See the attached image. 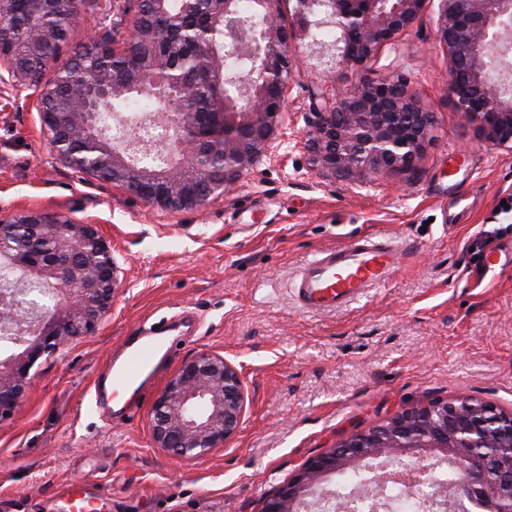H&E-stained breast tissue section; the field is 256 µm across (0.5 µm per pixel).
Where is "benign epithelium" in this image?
<instances>
[{
  "label": "benign epithelium",
  "mask_w": 512,
  "mask_h": 512,
  "mask_svg": "<svg viewBox=\"0 0 512 512\" xmlns=\"http://www.w3.org/2000/svg\"><path fill=\"white\" fill-rule=\"evenodd\" d=\"M119 14L132 15V28L120 43L87 37L68 61L71 78L47 80L55 55L73 34L50 20L73 16L79 0H25L29 37L19 48L11 38L18 28L16 0H0V82L37 92L41 127L55 155L97 181L122 186L161 211L199 210L214 195L234 186L276 148L286 111L288 79L294 56V27L282 19L281 0H257L258 28L241 32L234 24V0H210L208 28L224 32V44L247 50L254 68L248 79L226 75L214 40L195 43L213 89L212 112H185L181 96L194 85L193 74L172 72L167 57L153 51L162 39L156 19L167 0H117ZM298 24L310 27L315 8H327L343 33L341 61L363 71L359 80L332 96L317 112L304 146L323 175L348 178L405 170L417 165L434 124L404 79L364 73L378 49L412 27L426 0H297ZM439 36L451 68L450 95L475 123L482 140L512 150V0H441ZM170 90L167 110L156 119L175 118L164 169L136 166L128 147L103 136L96 115L132 86L159 95L158 78ZM224 154V168L204 170L207 154ZM31 240L25 249L1 247L16 225ZM49 238L53 250L39 249ZM0 262L54 288L51 308L33 314L18 305L16 294L0 290V320L19 326L14 347L0 355V422L20 410L32 382L31 368L43 356L93 333L120 287L112 251L91 224H74L48 210H27L0 220ZM246 408L241 373L224 356L200 350L185 360L158 394L151 434L156 447L183 459H202L224 447L240 429ZM512 447V412L478 405L437 403L403 411L356 431L332 448L309 458L299 472L266 498L260 512H302L318 495L329 493V478L363 462L383 473L377 482L410 475L396 470L406 460L426 470L432 462L462 459L465 448L489 440ZM464 493L512 512V458L492 464L487 457L466 459Z\"/></svg>",
  "instance_id": "benign-epithelium-1"
}]
</instances>
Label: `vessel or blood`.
Returning <instances> with one entry per match:
<instances>
[{
	"label": "vessel or blood",
	"mask_w": 512,
	"mask_h": 512,
	"mask_svg": "<svg viewBox=\"0 0 512 512\" xmlns=\"http://www.w3.org/2000/svg\"><path fill=\"white\" fill-rule=\"evenodd\" d=\"M414 246L407 240L387 233H375L346 244L319 251L300 267L293 287L307 309L319 312H342L353 300L370 290L386 285ZM166 338L156 327L126 346L119 363L107 364L106 373L112 391H130L145 396L149 381L157 372ZM69 512H97L96 496L87 487H71Z\"/></svg>",
	"instance_id": "obj_1"
}]
</instances>
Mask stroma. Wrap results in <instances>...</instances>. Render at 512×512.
Segmentation results:
<instances>
[{
    "label": "stroma",
    "instance_id": "obj_1",
    "mask_svg": "<svg viewBox=\"0 0 512 512\" xmlns=\"http://www.w3.org/2000/svg\"><path fill=\"white\" fill-rule=\"evenodd\" d=\"M438 0L383 45L376 77H401L435 123L409 170L333 179L303 137L324 98L359 70L326 66L318 39L297 41L279 146L230 193L198 211H161L59 160L32 90L0 86V217L30 209L90 224L119 266L121 288L96 331L40 359L23 407L0 423V512H63L66 485L99 478L102 512H260L312 455L397 413L470 398L512 411V261L483 272V237L512 252V152L494 148L449 94ZM130 25L112 0H83L78 36ZM415 254L383 288L340 313L313 312L291 281L319 250L373 233ZM195 324L156 382L197 351L242 374L246 414L200 460L156 448L155 394L95 403L90 388L125 337L179 313Z\"/></svg>",
    "mask_w": 512,
    "mask_h": 512
}]
</instances>
